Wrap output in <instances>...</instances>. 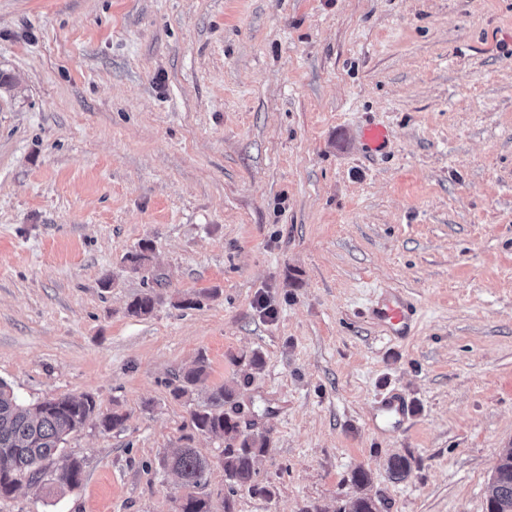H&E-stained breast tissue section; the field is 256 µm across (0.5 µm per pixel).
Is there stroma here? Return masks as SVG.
<instances>
[{
	"label": "stroma",
	"mask_w": 512,
	"mask_h": 512,
	"mask_svg": "<svg viewBox=\"0 0 512 512\" xmlns=\"http://www.w3.org/2000/svg\"><path fill=\"white\" fill-rule=\"evenodd\" d=\"M0 70V380L125 417L67 437L77 487L0 512H176L183 447L210 512H338L360 468L381 512H486L512 448V0H0ZM385 290L408 337L366 315ZM230 383L268 438L252 491L191 420ZM208 375V364L204 357H199L193 367L185 370L179 376L182 386L176 387L173 394L175 397H179L185 393L187 386H194L198 383H203ZM409 411L406 398L394 391L380 401L373 417L384 420L388 428L397 430L408 421ZM167 464L181 478L184 487L199 488L206 484L208 462L193 448H176L167 458Z\"/></svg>",
	"instance_id": "1"
}]
</instances>
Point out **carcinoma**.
I'll use <instances>...</instances> for the list:
<instances>
[{
  "label": "carcinoma",
  "mask_w": 512,
  "mask_h": 512,
  "mask_svg": "<svg viewBox=\"0 0 512 512\" xmlns=\"http://www.w3.org/2000/svg\"><path fill=\"white\" fill-rule=\"evenodd\" d=\"M155 298L150 293L136 297L128 305L133 316L152 312ZM208 364L200 357L193 367L179 376L182 385L174 396L185 393L186 387L206 380ZM235 389L222 386L210 396V405L192 412V422L201 432L224 437V476L233 487L254 488L255 461L264 453L268 439L263 434L244 433L236 420L238 410L224 412V404L233 401ZM93 397H52L35 404L19 402L14 391L0 381V497L16 491L22 479L50 488H73L82 476V464L62 454L61 444L80 429L96 413ZM167 464L181 478L184 487L199 488L206 484L208 462L193 448H177ZM487 512H512V452L499 456L493 475L485 490ZM181 512H209L205 499L187 494L180 504ZM338 512H379L375 499L360 494L350 506Z\"/></svg>",
  "instance_id": "obj_1"
}]
</instances>
